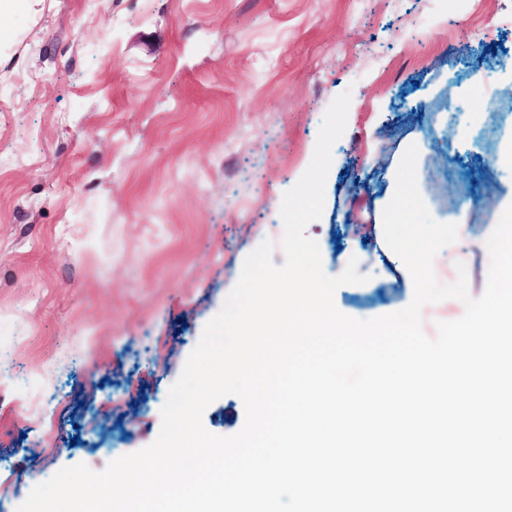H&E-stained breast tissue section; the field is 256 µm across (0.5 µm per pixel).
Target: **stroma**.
<instances>
[{"mask_svg": "<svg viewBox=\"0 0 512 512\" xmlns=\"http://www.w3.org/2000/svg\"><path fill=\"white\" fill-rule=\"evenodd\" d=\"M494 76L476 98L470 77ZM351 92L321 218L306 228L344 315L398 312L413 279L383 235L416 146L439 282L485 290L497 157L512 139V0H18L0 13V512L65 466L151 444L205 324ZM496 125L484 137L480 125ZM359 171L364 190L354 192ZM242 399L204 428L238 433Z\"/></svg>", "mask_w": 512, "mask_h": 512, "instance_id": "35a3bbf8", "label": "stroma"}]
</instances>
